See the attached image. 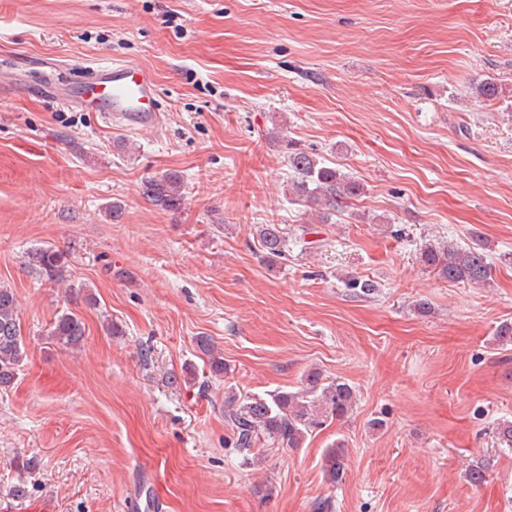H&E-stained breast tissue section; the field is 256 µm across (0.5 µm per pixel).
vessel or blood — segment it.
<instances>
[{"label": "vessel or blood", "mask_w": 512, "mask_h": 512, "mask_svg": "<svg viewBox=\"0 0 512 512\" xmlns=\"http://www.w3.org/2000/svg\"><path fill=\"white\" fill-rule=\"evenodd\" d=\"M159 88L153 74L131 62L110 63L88 71L80 86V100L104 120L132 128L154 127L161 122Z\"/></svg>", "instance_id": "obj_1"}]
</instances>
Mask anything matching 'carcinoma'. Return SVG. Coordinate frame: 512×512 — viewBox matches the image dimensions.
I'll list each match as a JSON object with an SVG mask.
<instances>
[{
    "label": "carcinoma",
    "mask_w": 512,
    "mask_h": 512,
    "mask_svg": "<svg viewBox=\"0 0 512 512\" xmlns=\"http://www.w3.org/2000/svg\"><path fill=\"white\" fill-rule=\"evenodd\" d=\"M501 92V87L491 78L472 87L473 96L482 102L497 99ZM286 149L291 171L288 192L313 209L320 221L330 220L334 213L348 206L349 201L364 194L363 183L325 163L317 154L293 148L289 143ZM141 195L161 210L175 211L184 201V181L179 172L167 170L144 178ZM256 232L269 261L280 260L288 253V233L282 225L260 224ZM31 260L51 280L62 281L68 273L67 261L60 251L39 249L31 253ZM421 261L449 282L484 285L492 279V263L482 239L478 237L466 247L453 243L446 246L430 244L422 250ZM345 286L351 296L359 299H370L376 293L374 282L354 276L345 279ZM49 336L57 344L77 350L83 345L85 326L76 313L67 310L51 323ZM197 348L207 357L212 375L224 374V357L213 340L200 336ZM27 358L17 295L12 288L0 285L1 389L13 384ZM354 398V390L347 382L340 378L326 382L319 373L311 372L306 377L305 386L294 392L274 390L244 397L233 392L228 394L224 399V422L231 431L233 446L245 457L263 439L272 444L299 448L326 422L347 417L353 409ZM491 467L493 464L489 459L476 462L466 472L467 481L473 486L484 483ZM324 474L334 486L343 483L346 475L343 442L338 441L327 449Z\"/></svg>",
    "instance_id": "obj_1"
}]
</instances>
